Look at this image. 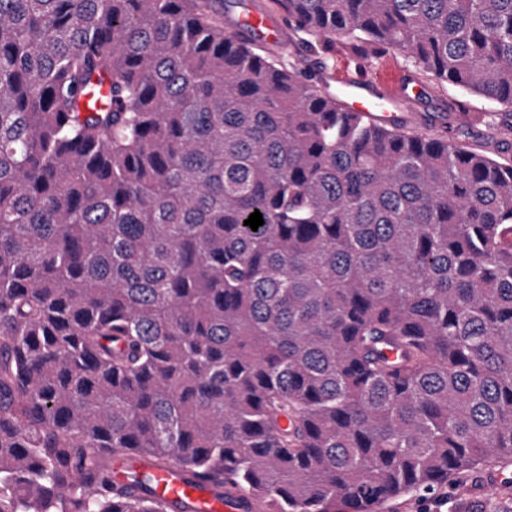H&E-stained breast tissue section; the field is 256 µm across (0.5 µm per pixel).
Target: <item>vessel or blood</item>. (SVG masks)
I'll return each instance as SVG.
<instances>
[{"mask_svg": "<svg viewBox=\"0 0 512 512\" xmlns=\"http://www.w3.org/2000/svg\"><path fill=\"white\" fill-rule=\"evenodd\" d=\"M256 31L260 43L287 46L289 30L282 17L265 6L252 2L246 14L240 15L231 28L232 33ZM343 106L366 115H379L384 122L393 121L398 113L410 111L427 92L407 77L381 80L368 71L359 70L345 75L330 73ZM151 488L168 503L187 508L188 512H250L253 501L240 496L220 498L211 485L186 481L179 468L167 466L152 471Z\"/></svg>", "mask_w": 512, "mask_h": 512, "instance_id": "1", "label": "vessel or blood"}]
</instances>
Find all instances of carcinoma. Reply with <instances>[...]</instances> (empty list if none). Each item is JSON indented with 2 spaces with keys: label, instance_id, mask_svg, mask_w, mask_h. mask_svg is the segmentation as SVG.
<instances>
[{
  "label": "carcinoma",
  "instance_id": "1",
  "mask_svg": "<svg viewBox=\"0 0 512 512\" xmlns=\"http://www.w3.org/2000/svg\"><path fill=\"white\" fill-rule=\"evenodd\" d=\"M276 2L512 127V0ZM305 71L209 0H0V512H170L129 453L268 512L512 466V160ZM364 62L374 69L377 76L390 70H401L411 76L417 74L413 61L405 54L391 48H383L379 54L371 55Z\"/></svg>",
  "mask_w": 512,
  "mask_h": 512
}]
</instances>
